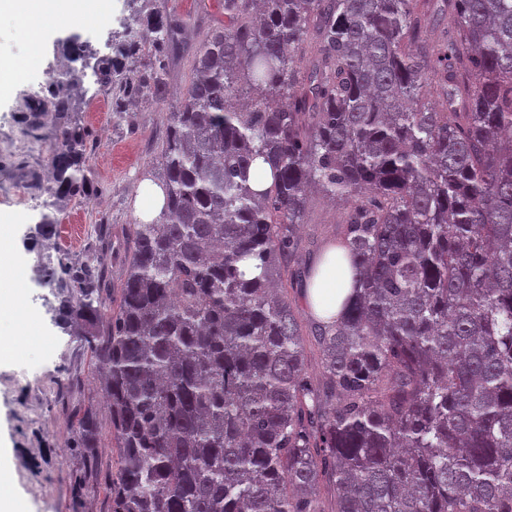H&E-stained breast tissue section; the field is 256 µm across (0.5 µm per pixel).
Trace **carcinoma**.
<instances>
[{
  "label": "carcinoma",
  "mask_w": 512,
  "mask_h": 512,
  "mask_svg": "<svg viewBox=\"0 0 512 512\" xmlns=\"http://www.w3.org/2000/svg\"><path fill=\"white\" fill-rule=\"evenodd\" d=\"M223 2L186 52L188 19L158 10L92 67L124 112L190 59L118 310L90 256L48 280L100 362L111 512H326L323 482L331 512H512V0H438L436 40L417 0ZM72 108L53 97L21 135L50 143L51 195L80 200ZM314 188L342 203L331 245L355 288L304 326L282 274ZM56 227L43 212L35 230ZM96 434L85 416L70 447Z\"/></svg>",
  "instance_id": "1"
}]
</instances>
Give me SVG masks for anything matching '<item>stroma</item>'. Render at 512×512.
I'll use <instances>...</instances> for the list:
<instances>
[{"instance_id": "35a3bbf8", "label": "stroma", "mask_w": 512, "mask_h": 512, "mask_svg": "<svg viewBox=\"0 0 512 512\" xmlns=\"http://www.w3.org/2000/svg\"><path fill=\"white\" fill-rule=\"evenodd\" d=\"M164 7L192 15L185 34L191 44L224 24L218 0H107L102 11L75 24L36 18L19 27L0 26V53L33 62L17 85L0 91V222L8 228L30 323L18 339L17 353L0 361V461L13 474L9 491L25 512H111V483L120 456L96 359L79 336L63 332L55 322L66 294L39 285L42 259L58 254L59 241L37 238L38 209L15 200L18 164L39 165L47 154L43 147L22 154L14 150L22 95L30 86L52 84L70 69L85 87H93L91 68L74 58L65 38L80 36L93 53L107 55L112 41L127 40L135 13ZM187 80V64L178 62L164 100L143 98L118 122L110 112L112 97L104 92L79 110L89 130L88 164L95 183L86 198L60 204L61 222L71 228L66 252L78 258L94 249L109 285L104 297L115 303L121 300L125 277L124 228L137 219L135 190L143 173L156 165L166 131L164 112ZM338 220L337 206L312 196L299 231L306 261L333 239ZM86 414L99 427L98 446L90 453L69 445L73 423Z\"/></svg>"}]
</instances>
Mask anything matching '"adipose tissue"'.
Wrapping results in <instances>:
<instances>
[{
	"label": "adipose tissue",
	"instance_id": "adipose-tissue-1",
	"mask_svg": "<svg viewBox=\"0 0 512 512\" xmlns=\"http://www.w3.org/2000/svg\"><path fill=\"white\" fill-rule=\"evenodd\" d=\"M91 0H0V23L27 21L33 18L72 20L85 10ZM353 289L349 262L342 251L324 253L314 266L307 284L308 299L317 313L334 316ZM24 302L20 289H0V325L9 324L10 333H0V359L14 354L13 329L24 326Z\"/></svg>",
	"mask_w": 512,
	"mask_h": 512
}]
</instances>
